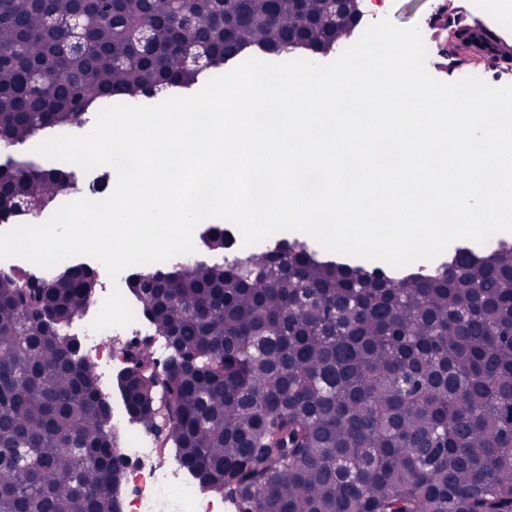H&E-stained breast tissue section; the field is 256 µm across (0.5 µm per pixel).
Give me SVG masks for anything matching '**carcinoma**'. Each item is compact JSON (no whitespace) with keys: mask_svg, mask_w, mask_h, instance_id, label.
Instances as JSON below:
<instances>
[{"mask_svg":"<svg viewBox=\"0 0 512 512\" xmlns=\"http://www.w3.org/2000/svg\"><path fill=\"white\" fill-rule=\"evenodd\" d=\"M102 0L92 34L69 52L73 0H0V148L113 101L191 90L202 71L178 49L206 40L211 68L253 52L327 54L341 38L318 21L323 0ZM154 27L147 55L126 24ZM57 66L35 72L49 54ZM91 71L92 81L79 76ZM77 190L70 167L0 162V224L23 201ZM224 252V227L206 230ZM366 260L317 257L304 244L232 261L137 272L130 288L172 349L154 373L149 346L127 345L117 375L132 418L239 512H512V245L458 247L402 277ZM0 272V512H113L126 463L93 363L62 333L98 280L82 263L23 293Z\"/></svg>","mask_w":512,"mask_h":512,"instance_id":"carcinoma-1","label":"carcinoma"}]
</instances>
